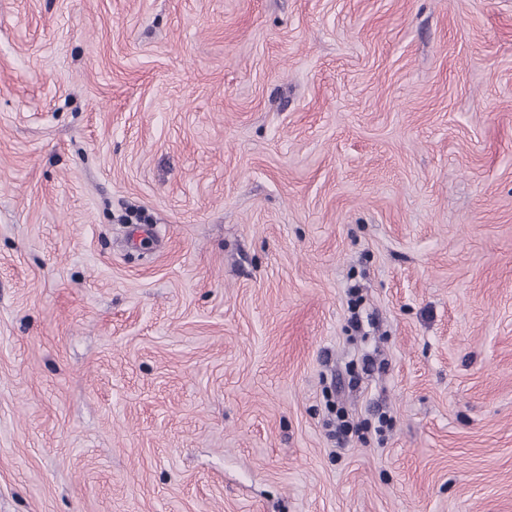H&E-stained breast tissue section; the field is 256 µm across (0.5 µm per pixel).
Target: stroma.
I'll return each instance as SVG.
<instances>
[{"label":"stroma","instance_id":"obj_1","mask_svg":"<svg viewBox=\"0 0 512 512\" xmlns=\"http://www.w3.org/2000/svg\"><path fill=\"white\" fill-rule=\"evenodd\" d=\"M0 512H512V0H0Z\"/></svg>","mask_w":512,"mask_h":512}]
</instances>
